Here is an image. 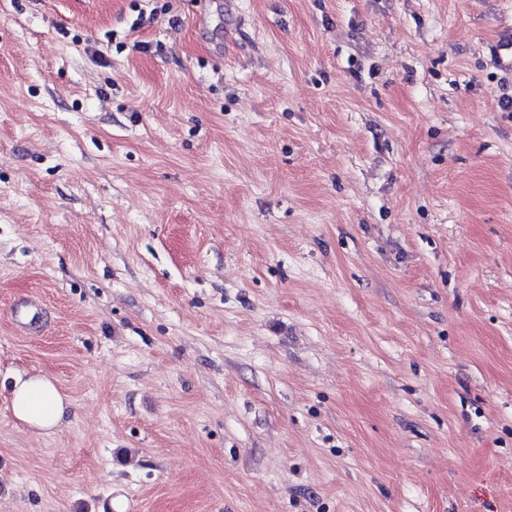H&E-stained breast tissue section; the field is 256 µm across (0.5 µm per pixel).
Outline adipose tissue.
Returning <instances> with one entry per match:
<instances>
[{
  "label": "adipose tissue",
  "mask_w": 512,
  "mask_h": 512,
  "mask_svg": "<svg viewBox=\"0 0 512 512\" xmlns=\"http://www.w3.org/2000/svg\"><path fill=\"white\" fill-rule=\"evenodd\" d=\"M10 404L15 419L41 434L59 427L69 413V403L55 381L41 374L16 375Z\"/></svg>",
  "instance_id": "adipose-tissue-1"
}]
</instances>
